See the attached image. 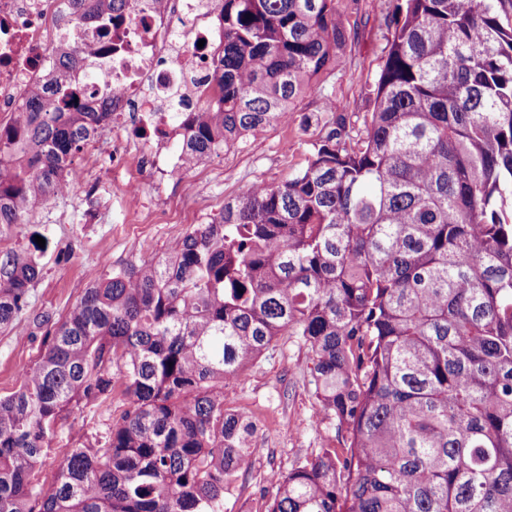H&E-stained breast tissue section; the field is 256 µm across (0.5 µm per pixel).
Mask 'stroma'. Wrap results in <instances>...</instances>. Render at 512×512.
<instances>
[{
	"mask_svg": "<svg viewBox=\"0 0 512 512\" xmlns=\"http://www.w3.org/2000/svg\"><path fill=\"white\" fill-rule=\"evenodd\" d=\"M384 45L372 24L362 25L324 87L349 100L353 111L366 112L357 81L375 78ZM321 128L320 122H313L302 140L295 125H282L258 135L248 152L208 156L181 176L147 183L145 192L160 213L152 223L133 221L122 174L113 172L111 163H93L89 152H81L77 162L89 167L93 193L59 199L48 209L36 207L23 223L0 225V251L31 253L42 268L14 329L0 331V397L18 389L21 371L45 349L44 332L33 325L36 316L48 311L62 317L106 267L161 257L197 224L200 213H219L225 198L255 182L287 179L292 169L304 165L307 143L319 137ZM184 191L194 192L193 207L183 205ZM39 237L44 246H36ZM312 368L308 346L297 337L281 336L225 386V407L249 419L254 433L251 466L225 494L224 512H265L274 494L267 479L270 472H288L326 443L337 441V430L308 421L319 409ZM127 408L126 397L117 393L100 409L77 411L59 421L42 460L40 480L55 478L70 449L102 440L108 423Z\"/></svg>",
	"mask_w": 512,
	"mask_h": 512,
	"instance_id": "35a3bbf8",
	"label": "stroma"
}]
</instances>
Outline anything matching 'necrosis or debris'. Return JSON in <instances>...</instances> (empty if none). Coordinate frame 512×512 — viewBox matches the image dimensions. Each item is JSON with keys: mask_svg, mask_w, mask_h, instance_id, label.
<instances>
[{"mask_svg": "<svg viewBox=\"0 0 512 512\" xmlns=\"http://www.w3.org/2000/svg\"><path fill=\"white\" fill-rule=\"evenodd\" d=\"M89 12L82 18L73 0H0V126L13 121L26 89L53 86L54 48L76 43L69 85L84 104L110 96L113 128L129 133L113 142V163L132 155L136 141L153 144L124 186L140 205L144 180L187 166L185 156L164 150L176 134L167 119L173 101L195 112L221 95L215 61L224 28L213 22L214 0H134L119 26L95 2Z\"/></svg>", "mask_w": 512, "mask_h": 512, "instance_id": "obj_1", "label": "necrosis or debris"}]
</instances>
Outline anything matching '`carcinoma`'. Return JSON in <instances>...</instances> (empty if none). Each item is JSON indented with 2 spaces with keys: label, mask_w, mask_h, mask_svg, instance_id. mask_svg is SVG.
I'll return each instance as SVG.
<instances>
[{
  "label": "carcinoma",
  "mask_w": 512,
  "mask_h": 512,
  "mask_svg": "<svg viewBox=\"0 0 512 512\" xmlns=\"http://www.w3.org/2000/svg\"><path fill=\"white\" fill-rule=\"evenodd\" d=\"M215 107L173 110L189 164L310 97L328 121L306 164L258 181L164 256L108 268L0 397V512H224L253 428L224 386L278 336L313 357L320 422L346 428L273 481L266 512H512V24L505 0H395L377 76L350 102L319 83L358 35L343 0H217ZM0 126V224L25 216L111 130L64 81ZM41 268L0 251V330ZM121 392L104 442L38 478L63 414Z\"/></svg>",
  "instance_id": "carcinoma-1"
}]
</instances>
